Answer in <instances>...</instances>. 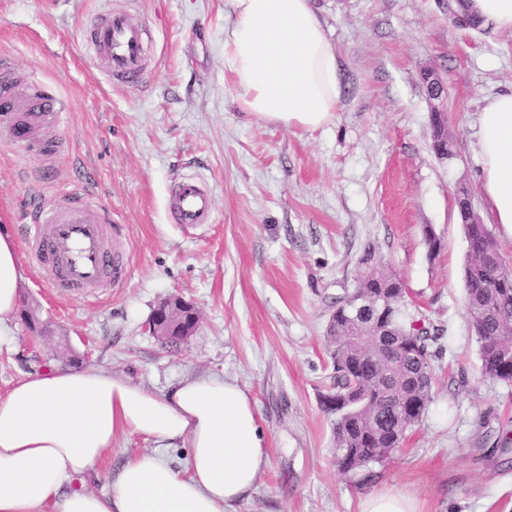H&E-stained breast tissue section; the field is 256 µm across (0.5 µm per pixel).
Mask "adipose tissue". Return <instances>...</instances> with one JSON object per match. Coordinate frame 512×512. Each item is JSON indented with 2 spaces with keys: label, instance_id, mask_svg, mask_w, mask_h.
Returning a JSON list of instances; mask_svg holds the SVG:
<instances>
[{
  "label": "adipose tissue",
  "instance_id": "adipose-tissue-1",
  "mask_svg": "<svg viewBox=\"0 0 512 512\" xmlns=\"http://www.w3.org/2000/svg\"><path fill=\"white\" fill-rule=\"evenodd\" d=\"M224 70L237 102L259 121L311 132L331 122L340 99L336 52L310 0H227ZM480 186L490 223L512 235V92L490 96L478 117ZM15 241L0 229V335L19 307ZM121 433L156 444L127 459L107 492L86 476ZM182 441L178 472L161 449ZM268 463L247 392L197 374L153 391L95 366H53L0 398V512H231Z\"/></svg>",
  "mask_w": 512,
  "mask_h": 512
}]
</instances>
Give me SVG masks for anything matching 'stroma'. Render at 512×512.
<instances>
[{
	"instance_id": "35a3bbf8",
	"label": "stroma",
	"mask_w": 512,
	"mask_h": 512,
	"mask_svg": "<svg viewBox=\"0 0 512 512\" xmlns=\"http://www.w3.org/2000/svg\"><path fill=\"white\" fill-rule=\"evenodd\" d=\"M458 3L311 0L337 52L341 95L332 122L303 132L239 108L224 72L225 0H0V75L17 94L38 76L70 106L47 134L54 155L0 143V224L19 234L29 193L48 204L85 183L122 225L113 244L131 266L122 285L89 298L51 288L19 250L21 301L50 333L18 318L0 336V396L73 361L155 390L208 373L248 393L266 440L268 464L235 512H360L382 492L408 495L417 512H512V447L502 446L512 385L481 372L455 201L467 191L486 214L478 116L487 97L512 91V34L463 22ZM110 11L147 32L139 86L109 82L90 63L86 31ZM426 69L446 85L448 160L431 147ZM185 175L211 187L214 223H170V188ZM368 245L402 281L408 313L440 329V353L432 401L402 447L344 474L320 406L326 329ZM171 295L200 316L174 353L144 329ZM152 447L118 435L89 488L106 491L127 457Z\"/></svg>"
}]
</instances>
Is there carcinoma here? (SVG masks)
<instances>
[{
	"label": "carcinoma",
	"instance_id": "carcinoma-1",
	"mask_svg": "<svg viewBox=\"0 0 512 512\" xmlns=\"http://www.w3.org/2000/svg\"><path fill=\"white\" fill-rule=\"evenodd\" d=\"M467 242L464 265L466 314L479 343L485 377L512 383V265L503 259L495 238L483 223H462ZM364 267L355 287L336 299L328 338L336 407V467L357 472L380 462L400 447L407 431L420 422L432 401L433 387L412 384L418 374L432 373L433 346L439 329L429 330L408 318L405 300H393L376 289L395 279L380 271L375 250L364 248ZM388 299L387 308H371L358 319L346 316L344 302L361 297Z\"/></svg>",
	"mask_w": 512,
	"mask_h": 512
}]
</instances>
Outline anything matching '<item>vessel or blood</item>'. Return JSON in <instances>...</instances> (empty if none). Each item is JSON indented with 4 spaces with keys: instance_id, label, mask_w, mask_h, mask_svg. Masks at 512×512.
I'll return each mask as SVG.
<instances>
[{
    "instance_id": "1",
    "label": "vessel or blood",
    "mask_w": 512,
    "mask_h": 512,
    "mask_svg": "<svg viewBox=\"0 0 512 512\" xmlns=\"http://www.w3.org/2000/svg\"><path fill=\"white\" fill-rule=\"evenodd\" d=\"M145 30L121 11L109 12L91 32L93 66L111 79L138 85L147 66ZM25 109L17 111L12 96H0V134L19 147L39 144L42 151L54 149L41 140V133L59 127L65 105L37 78H29L23 89ZM172 223H212L213 193L195 176L181 177L168 201ZM121 225L112 222L94 196L70 194L43 207L25 238L34 265L44 271L53 288L93 294L102 284L113 286L129 276L127 265L111 250L110 241L119 236Z\"/></svg>"
}]
</instances>
